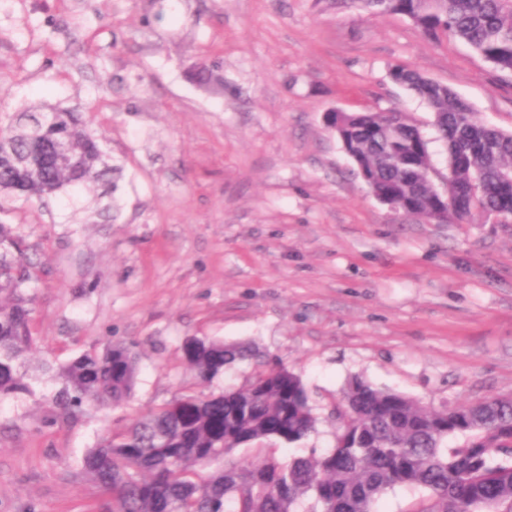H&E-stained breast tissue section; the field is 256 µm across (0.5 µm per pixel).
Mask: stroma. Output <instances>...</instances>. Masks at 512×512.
Wrapping results in <instances>:
<instances>
[{
  "label": "stroma",
  "mask_w": 512,
  "mask_h": 512,
  "mask_svg": "<svg viewBox=\"0 0 512 512\" xmlns=\"http://www.w3.org/2000/svg\"><path fill=\"white\" fill-rule=\"evenodd\" d=\"M163 18L144 28V15ZM397 64L512 131V88L458 41L351 0H0V106L79 109L121 164L117 218L75 219L93 193L16 201L0 221L41 254L32 393L0 399V512H99L81 459L104 425L198 388L191 336L249 343L298 373L334 444L333 406L359 377L441 407L512 395V224H436L380 202L325 123L399 107L448 171L425 102ZM224 80L216 92L199 66ZM124 79L114 87L113 76ZM112 340L139 354L129 405L53 421L60 365Z\"/></svg>",
  "instance_id": "35a3bbf8"
}]
</instances>
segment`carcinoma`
<instances>
[{
	"mask_svg": "<svg viewBox=\"0 0 512 512\" xmlns=\"http://www.w3.org/2000/svg\"><path fill=\"white\" fill-rule=\"evenodd\" d=\"M373 15H402L428 38L466 43L497 76H512V0H353ZM390 80L422 99L448 151V175L434 168L429 142L397 111L327 116L366 184L396 212L444 223L512 216V133L487 125L447 86L403 64ZM65 143L71 159H48ZM118 167L79 112L58 108L0 114V210L8 200L112 183ZM443 188H438L436 179ZM36 265L23 236L0 223V399L31 390L20 373L34 345ZM250 348L189 337L183 361L210 384ZM43 371L61 381L53 405L75 417L83 407L127 403L137 375L133 347L106 342ZM334 446L287 461L264 443L297 444L318 417L300 375L263 361L240 387L183 389L129 426L107 431L82 460V473L107 497L102 512H378L388 491L415 487L425 497L407 512H512V397L434 408L352 379L335 408ZM450 437L462 442L448 447ZM254 447L258 457H234Z\"/></svg>",
	"mask_w": 512,
	"mask_h": 512,
	"instance_id": "1",
	"label": "carcinoma"
}]
</instances>
